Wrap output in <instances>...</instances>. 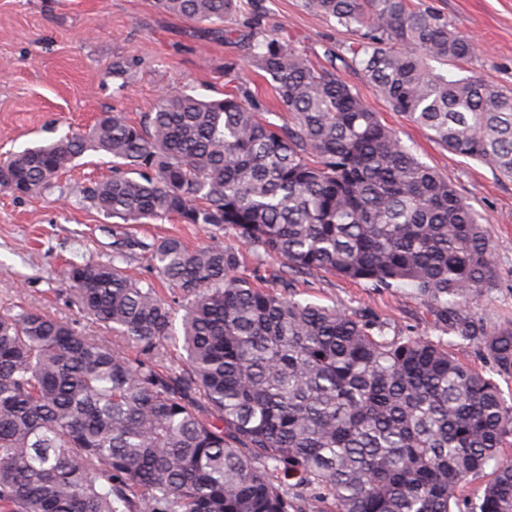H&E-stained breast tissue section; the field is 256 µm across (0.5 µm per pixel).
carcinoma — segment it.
<instances>
[{"instance_id":"carcinoma-1","label":"carcinoma","mask_w":512,"mask_h":512,"mask_svg":"<svg viewBox=\"0 0 512 512\" xmlns=\"http://www.w3.org/2000/svg\"><path fill=\"white\" fill-rule=\"evenodd\" d=\"M242 0H158L242 44L291 121L261 118L235 60L224 98L160 93L137 123L104 113L0 164V193L55 188L92 149L112 177L81 202L126 224L177 220L214 230L187 248L116 226L112 260L71 263V302L128 352L36 307L0 315V512H452L458 488L494 466L464 512H512V325L472 316L495 284L492 245L453 183L419 162L335 73L359 71L392 111L449 152L512 179V90L433 72L479 57L473 40L410 0H303L357 38L331 45V69ZM141 66L112 63L122 80ZM229 233L275 258L269 290L240 273ZM148 255L172 298L129 273ZM409 286L435 319L476 342L486 375L447 345L389 333L360 311L295 299L290 274ZM184 310L181 331L175 306ZM183 357L167 364L168 348ZM298 480L290 495L279 475Z\"/></svg>"}]
</instances>
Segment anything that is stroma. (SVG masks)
<instances>
[{
  "label": "stroma",
  "mask_w": 512,
  "mask_h": 512,
  "mask_svg": "<svg viewBox=\"0 0 512 512\" xmlns=\"http://www.w3.org/2000/svg\"><path fill=\"white\" fill-rule=\"evenodd\" d=\"M413 2L438 12L450 29L481 47L476 61L438 63L435 71L512 88V0ZM254 13L263 16L267 27H284L295 47L318 64L327 46L354 37L336 21L306 10L302 0H243L233 26H242ZM245 54L241 45L165 12L158 0H0V161L87 127L105 112L119 110L140 120L166 89L222 97L225 59ZM133 55L143 65L128 84H120L112 77V63ZM338 74L420 162L452 181L482 218L494 246L496 282L477 297L473 311L487 328L512 323V180L440 147L429 130L393 112L359 72L342 67ZM111 174L107 157L89 151L60 176L51 193L0 195V314L35 306L86 335H102V328L71 305L63 273L72 262L112 258L113 219L80 201L86 179ZM130 232L147 240L175 236L191 248L212 235L201 226L173 221L134 224ZM299 292L300 300L360 310L391 330L443 340L461 362L491 370L479 345L436 323L413 288L386 292L327 274L301 285Z\"/></svg>",
  "instance_id": "35a3bbf8"
}]
</instances>
